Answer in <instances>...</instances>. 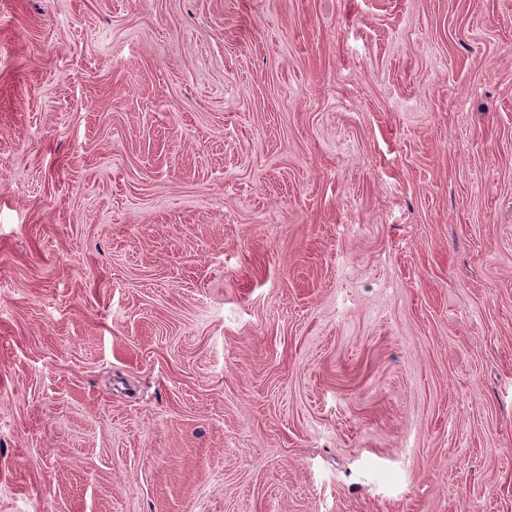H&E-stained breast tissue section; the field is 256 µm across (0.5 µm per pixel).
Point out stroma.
I'll return each instance as SVG.
<instances>
[{
	"label": "stroma",
	"mask_w": 512,
	"mask_h": 512,
	"mask_svg": "<svg viewBox=\"0 0 512 512\" xmlns=\"http://www.w3.org/2000/svg\"><path fill=\"white\" fill-rule=\"evenodd\" d=\"M0 512H512V0H0Z\"/></svg>",
	"instance_id": "obj_1"
}]
</instances>
